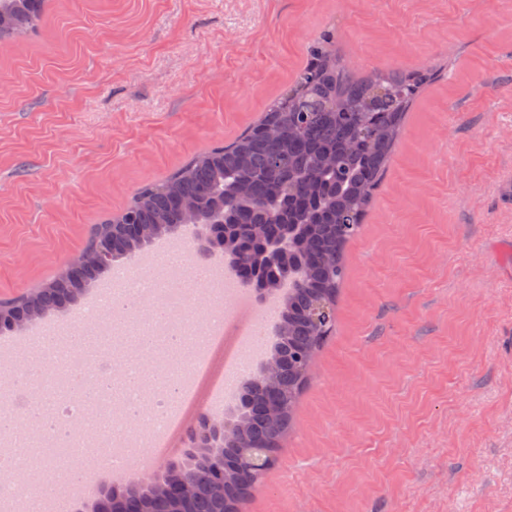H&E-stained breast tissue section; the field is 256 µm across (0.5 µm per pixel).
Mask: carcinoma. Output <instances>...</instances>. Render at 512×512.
I'll list each match as a JSON object with an SVG mask.
<instances>
[{
	"label": "carcinoma",
	"mask_w": 512,
	"mask_h": 512,
	"mask_svg": "<svg viewBox=\"0 0 512 512\" xmlns=\"http://www.w3.org/2000/svg\"><path fill=\"white\" fill-rule=\"evenodd\" d=\"M43 0H0V40L21 37L42 22ZM428 72L357 78L325 37L310 46V60L292 87L261 119L227 145L202 153L160 183H147L118 214L93 225L82 250V275L62 273L28 295L0 302V335L14 324L34 323L74 307L118 261H130L185 226L184 200L195 204L200 225H224L228 268L280 291L281 272L262 256V244L292 238L288 265L297 286L279 301L278 338L270 345L276 374H256L229 417L211 425L223 441L197 448L189 459V492L128 484L112 487L88 508L72 512H238L250 493L247 477L260 479L273 464L294 405L308 381L316 353L332 326L310 316L320 302L334 315L344 280V246L361 229L380 186L401 124ZM275 128L269 139L263 129ZM241 467L221 469L215 449Z\"/></svg>",
	"instance_id": "carcinoma-1"
}]
</instances>
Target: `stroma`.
Returning a JSON list of instances; mask_svg holds the SVG:
<instances>
[{
  "instance_id": "1",
  "label": "stroma",
  "mask_w": 512,
  "mask_h": 512,
  "mask_svg": "<svg viewBox=\"0 0 512 512\" xmlns=\"http://www.w3.org/2000/svg\"><path fill=\"white\" fill-rule=\"evenodd\" d=\"M330 35L357 76L434 71L359 235L332 338L242 512H512V0H47L0 42V300L236 139ZM225 336L162 450L209 412Z\"/></svg>"
}]
</instances>
